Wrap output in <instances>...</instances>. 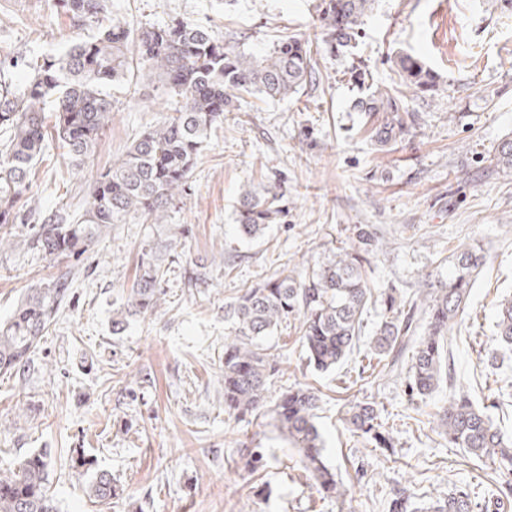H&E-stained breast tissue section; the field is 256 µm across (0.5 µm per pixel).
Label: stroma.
Returning <instances> with one entry per match:
<instances>
[{"label":"stroma","instance_id":"1","mask_svg":"<svg viewBox=\"0 0 512 512\" xmlns=\"http://www.w3.org/2000/svg\"><path fill=\"white\" fill-rule=\"evenodd\" d=\"M310 4L105 0V11L137 27L192 20L228 45L259 51L291 32L314 34ZM76 34L45 0H0L1 46L57 55ZM401 52L421 56L441 79L433 96H402L412 122L396 144L382 147L370 137L372 117L352 107L359 91L347 76L349 60L322 51L316 81L298 93L275 102L246 95L225 113L165 224L132 218L113 225L78 261L0 256V318L29 288L63 273L72 278L71 299L29 374L0 376V466L46 450L59 512H389L402 489L419 504L463 490L486 512L498 474L440 435L437 414L449 384L410 397L408 361L363 378L357 352L320 372L306 363L296 321L268 339L279 369L271 395L301 382L320 396L316 425L348 489L342 505L321 499L270 417H228L218 384L224 305L239 288L351 248L353 226L368 224L381 241L370 258L374 288L415 292L428 276L447 278L456 247L484 248L487 262L450 335L453 383L512 432V356L499 359L497 372L488 366L498 346L497 307L512 296V178L492 162L512 136V7L504 0H377L358 48L374 85L398 83L393 59ZM112 95V121L82 179H71L68 155L52 150L32 179L29 207L79 211L90 182L170 105L160 83L147 78ZM271 183L280 186L286 216L260 240L238 238L241 192ZM172 228L183 230L186 253L170 265L161 307L113 335L112 306L131 288L143 244ZM219 253L227 266L189 282L190 261ZM366 398L377 403L392 449L343 425L344 404ZM19 403L25 416L15 410ZM77 448L111 473L122 497L107 506L88 498L71 460ZM240 448L260 457L255 477L237 468Z\"/></svg>","mask_w":512,"mask_h":512}]
</instances>
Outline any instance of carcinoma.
<instances>
[{
  "label": "carcinoma",
  "instance_id": "obj_1",
  "mask_svg": "<svg viewBox=\"0 0 512 512\" xmlns=\"http://www.w3.org/2000/svg\"><path fill=\"white\" fill-rule=\"evenodd\" d=\"M53 13L66 15L77 30L95 26L91 41L74 38L57 56L23 55L0 47V247L22 248L45 258L80 259L98 240L131 217L162 224L167 205L192 174L197 157L212 129L224 122L233 100L245 93L285 99L316 79L314 48L328 53L356 54L365 19L375 0H313L317 33L314 38L291 34L270 48L254 52L228 46L206 26L179 20L164 26L133 30L127 22H104L103 0H46ZM394 63L402 83L419 96L436 90L439 75L421 57L400 53ZM23 70L19 86L14 73ZM155 78L164 84L172 106L162 120L138 134L125 158L93 181L85 205L72 220L60 211L38 216L24 235L14 224L27 221L19 204L31 188L36 166L58 144L76 162L88 163L112 117V96L106 88ZM351 77L364 88L356 101L360 112H383L375 138L386 146L405 131L409 115L390 91L366 83V70L351 68ZM496 168L512 176V138L502 141L494 155ZM283 195L265 189L244 190L236 210L237 234L261 237L283 212ZM356 245L296 276L279 273L238 290L224 305L228 332L218 382L224 412L270 416L297 448L304 470L315 480L322 499L345 502L347 489L327 463L321 434L315 424L319 398L312 389L293 386L277 399L269 396L274 354L264 347L267 337L295 318L300 322L302 347L309 365L327 372L340 364L361 335L364 314L377 301L380 321L370 336L363 370L392 368L412 347L409 394L426 396L440 384L448 353V332L464 310L486 262L478 245L453 251L448 280H427L413 294L387 288L373 297L366 265L378 238L368 225L354 226ZM185 236L175 232L145 244L138 257L136 280L125 300L112 310V334H123L131 322L161 306V283L168 272L167 257L185 253ZM71 292V280L58 275L29 289L0 321V374L21 376L30 368L40 340ZM501 348L512 349V299L498 312ZM342 421L380 448L391 438L373 401L349 403ZM448 442L489 461L504 478L493 507L499 512L512 504V436L507 437L490 417L459 392L448 398L439 418ZM80 476L94 500L107 504L120 495L112 474L92 470L93 461L75 448ZM50 455L32 452L16 467L0 468V512H58L50 490ZM476 504L458 490L419 507L411 496L398 493L389 512H474Z\"/></svg>",
  "mask_w": 512,
  "mask_h": 512
}]
</instances>
